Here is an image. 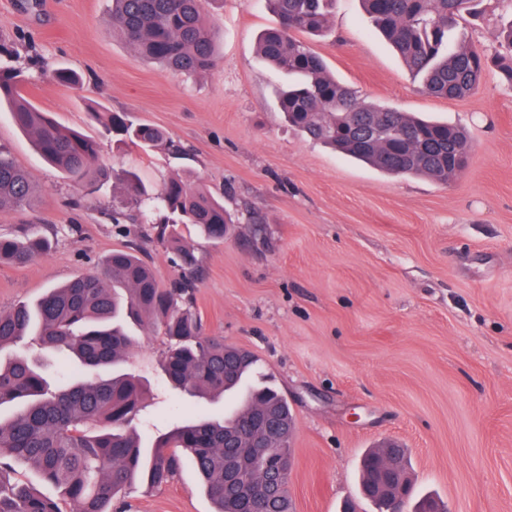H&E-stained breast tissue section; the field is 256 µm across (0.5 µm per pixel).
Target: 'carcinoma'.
<instances>
[{
  "mask_svg": "<svg viewBox=\"0 0 512 512\" xmlns=\"http://www.w3.org/2000/svg\"><path fill=\"white\" fill-rule=\"evenodd\" d=\"M361 2L429 94L465 97L492 69L512 87V20L503 25L492 54L458 33L464 16H479L481 0ZM332 4L265 0L279 24L260 36L257 52L294 78L279 96L277 111L311 139L387 174L453 180L462 167L448 163V155H468L464 130L359 100L296 37L321 34ZM112 30L138 55L175 71L195 74L215 65L216 36L204 0H112ZM22 83L20 71L0 65V103L8 104L42 157L74 182L99 176L92 168L99 142L38 110L23 94ZM101 124L119 145L151 149L167 142L159 127L135 123L121 113H106ZM112 187L110 218L123 224L133 219L145 188L127 170L112 172ZM34 196L30 174L0 146V211L29 206ZM157 199L152 220L157 238L167 241L186 265H196V258L180 242L176 225L193 224L206 237L222 240L232 223L224 202L191 176L170 178ZM47 250L41 238L0 236V262L22 265ZM191 289L188 281L159 287L140 257L116 250L100 275L50 288L32 305L0 311V409H13L9 417L0 416V512H112V503L135 482L160 485L186 461L202 476L215 512H247L249 502L260 500L267 467L288 462L290 451L288 427L279 434L268 432L269 417L285 423L292 419L287 399L270 386L249 388L244 402L228 415L182 418L152 447L142 443L137 420L143 389L135 375L122 369L136 344L128 325L144 327L162 319L168 347L161 370L173 389L192 397L224 396L255 365L251 353L202 334L200 318L179 305ZM32 334L43 354L58 361L74 357L93 376L76 381L60 372L49 381L44 364L23 351ZM258 439L267 444L262 457L250 451ZM377 462V452L369 450L360 463L359 481L362 497L382 509L385 498L367 490ZM17 467L54 486L58 497L5 482L3 475ZM262 508L290 512L287 485Z\"/></svg>",
  "mask_w": 512,
  "mask_h": 512,
  "instance_id": "cac0c4a2",
  "label": "carcinoma"
}]
</instances>
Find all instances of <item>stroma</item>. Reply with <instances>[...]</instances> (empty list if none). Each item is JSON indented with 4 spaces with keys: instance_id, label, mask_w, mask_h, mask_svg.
I'll return each instance as SVG.
<instances>
[{
    "instance_id": "1",
    "label": "stroma",
    "mask_w": 512,
    "mask_h": 512,
    "mask_svg": "<svg viewBox=\"0 0 512 512\" xmlns=\"http://www.w3.org/2000/svg\"><path fill=\"white\" fill-rule=\"evenodd\" d=\"M463 24L467 42L497 49L504 0ZM109 0H0V48L21 70L24 95L64 126L100 142L96 169L135 172L150 193L198 175L235 223L212 240L178 234L200 271L190 305L207 336L246 349L247 382L273 384L295 431L288 493L294 512H377L361 499L358 466L381 441L406 449L416 496L448 512H512V88L496 73L464 98L434 97L374 29L360 0H336L323 37L305 43L356 96L464 128L466 167L448 183L397 177L314 142L276 110L286 74L256 42L277 17L263 0H211L219 63L187 77L140 57L109 32ZM67 67L80 86L57 83ZM163 129L173 148L117 147L98 111ZM0 144L32 176L37 203L0 212V235L39 233L51 252L0 263V310L96 274L112 251L135 248L161 287L183 271L151 225L114 224L111 186L75 183L48 165L0 106ZM161 325L140 333L128 367L150 385L155 430L223 402L173 393L158 362ZM126 512H212L192 466L137 486Z\"/></svg>"
}]
</instances>
